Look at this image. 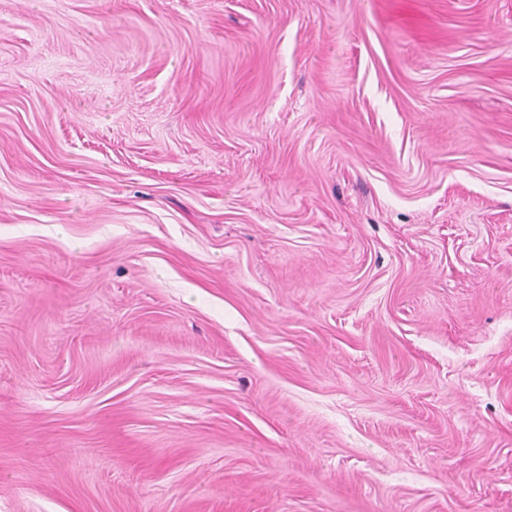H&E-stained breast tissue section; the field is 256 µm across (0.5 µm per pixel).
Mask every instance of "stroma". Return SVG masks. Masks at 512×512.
Wrapping results in <instances>:
<instances>
[{
    "label": "stroma",
    "instance_id": "1",
    "mask_svg": "<svg viewBox=\"0 0 512 512\" xmlns=\"http://www.w3.org/2000/svg\"><path fill=\"white\" fill-rule=\"evenodd\" d=\"M0 512H512V0H0Z\"/></svg>",
    "mask_w": 512,
    "mask_h": 512
}]
</instances>
